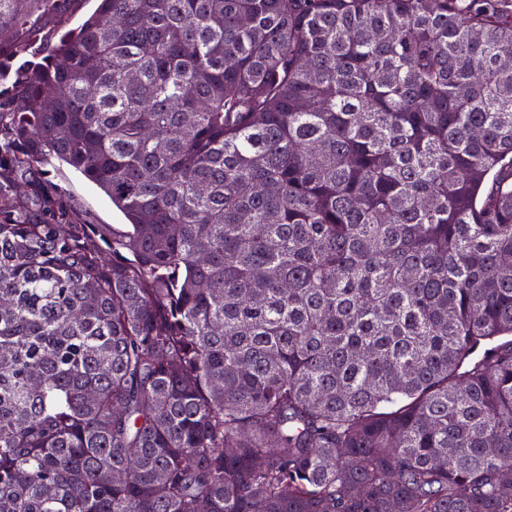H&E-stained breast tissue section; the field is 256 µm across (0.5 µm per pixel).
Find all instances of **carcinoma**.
Returning <instances> with one entry per match:
<instances>
[{
	"label": "carcinoma",
	"instance_id": "obj_1",
	"mask_svg": "<svg viewBox=\"0 0 512 512\" xmlns=\"http://www.w3.org/2000/svg\"><path fill=\"white\" fill-rule=\"evenodd\" d=\"M77 2L0 0V512H512V0ZM46 169L48 180L56 193L81 213L87 224H97L101 231L110 236L112 228L124 229L126 221L122 214L99 188L79 172L58 161Z\"/></svg>",
	"mask_w": 512,
	"mask_h": 512
}]
</instances>
